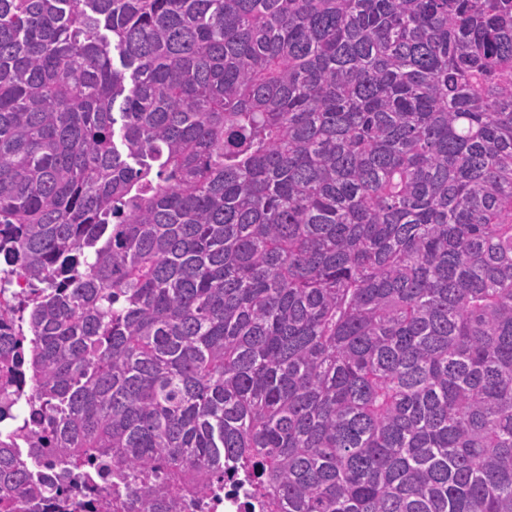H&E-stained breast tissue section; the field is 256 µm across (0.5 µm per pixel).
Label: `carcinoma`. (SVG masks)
I'll return each mask as SVG.
<instances>
[{
	"instance_id": "1",
	"label": "carcinoma",
	"mask_w": 512,
	"mask_h": 512,
	"mask_svg": "<svg viewBox=\"0 0 512 512\" xmlns=\"http://www.w3.org/2000/svg\"><path fill=\"white\" fill-rule=\"evenodd\" d=\"M7 416L0 512H512V0H0ZM243 492L236 489V481L228 475L224 478V498L211 500L210 512H247L251 510Z\"/></svg>"
}]
</instances>
